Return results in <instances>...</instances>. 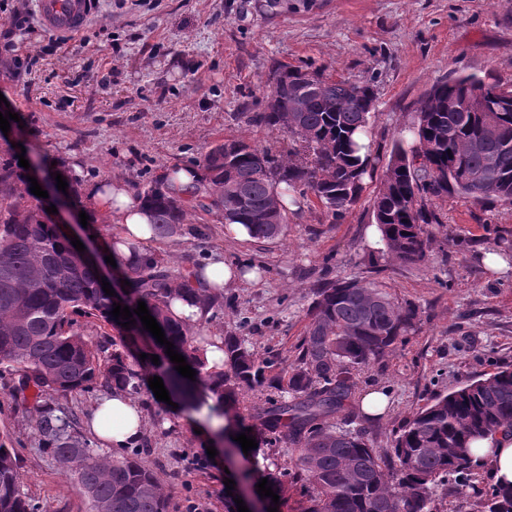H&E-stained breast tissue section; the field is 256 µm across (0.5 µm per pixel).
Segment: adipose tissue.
Wrapping results in <instances>:
<instances>
[{
  "label": "adipose tissue",
  "mask_w": 512,
  "mask_h": 512,
  "mask_svg": "<svg viewBox=\"0 0 512 512\" xmlns=\"http://www.w3.org/2000/svg\"><path fill=\"white\" fill-rule=\"evenodd\" d=\"M88 205L92 211L104 214L112 224V239L118 244L119 257L130 258L127 245L131 242L140 248L153 246L155 237L149 230V213L127 183L115 181L108 187L93 188ZM257 281L256 275H240L238 267L225 263L223 253H212L204 267L192 272L195 297L175 301L172 310L176 317L185 319L191 326L205 324L207 295L243 282L254 284ZM89 429L100 441L102 452L133 444L145 430L139 400L121 391L99 400L90 410ZM470 447L473 458L490 467L495 484L512 485V435L498 433L476 438L471 440Z\"/></svg>",
  "instance_id": "adipose-tissue-1"
}]
</instances>
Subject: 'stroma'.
Returning <instances> with one entry per match:
<instances>
[{
    "label": "stroma",
    "instance_id": "stroma-1",
    "mask_svg": "<svg viewBox=\"0 0 512 512\" xmlns=\"http://www.w3.org/2000/svg\"><path fill=\"white\" fill-rule=\"evenodd\" d=\"M102 0L84 32L59 39L36 22L34 0H0V30L13 14L31 18L18 37L37 61L17 71L0 57V113L19 119L0 150L19 143L26 160L59 169L78 163L67 195L83 202L95 184L126 181L142 192L163 173L200 165L218 142L243 137L274 157L291 143L249 123L264 111L278 64L323 68L335 79L374 82L369 139L378 161L360 199L341 220L314 196L288 211L280 238L225 237L223 220L188 215L180 236L155 250L186 273L220 249L231 263L258 269L261 281L225 289L224 308L205 334L239 336L255 353L295 362L309 322L312 290L337 279L373 281L418 307L404 341L357 372L344 414L374 448L436 395L512 369V269L495 273L487 249H512V205L451 196L435 210L427 261L402 263L373 247L372 201L390 152L432 85L450 77L493 76L512 84V0ZM385 392L387 412L366 415L359 396ZM148 426L138 447L170 503V512H226L223 443L209 422L189 424L150 388L138 395ZM33 394L0 377V442L16 449L22 490L35 512H90L77 480L44 453L35 434ZM216 456H208V446Z\"/></svg>",
    "mask_w": 512,
    "mask_h": 512
}]
</instances>
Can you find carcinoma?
<instances>
[{"instance_id": "carcinoma-1", "label": "carcinoma", "mask_w": 512, "mask_h": 512, "mask_svg": "<svg viewBox=\"0 0 512 512\" xmlns=\"http://www.w3.org/2000/svg\"><path fill=\"white\" fill-rule=\"evenodd\" d=\"M375 104L370 80L336 81L322 68L279 66L273 70L267 107L251 121L283 131L294 147L275 159L243 139H227L206 154L202 180L190 192L195 212L243 224L264 242L288 224L277 200L279 186L312 194L333 219L342 218L363 191L375 167L371 153L360 157L357 135L367 133ZM415 146L391 151L383 187L373 198L375 224L387 252L400 262L424 261L438 223L427 202L452 195L476 203H512V85L474 76L436 83L421 102L412 126ZM27 171L0 158V376L18 388L37 389L36 433L40 448L73 473L91 512H169L154 472L141 450L110 459L94 453L78 416L48 396L97 388L139 393L141 373L151 359L131 360L134 337L115 319L112 298L99 285L97 270L82 263L68 236L52 222L31 193ZM185 196L156 182L141 193L160 239L181 234ZM119 267L130 301L147 304L168 341L195 369L212 394L210 411L230 418L244 393L255 388L288 389L291 397L270 398L255 408L259 422L251 437L255 452L285 441L297 453L287 471L258 470L279 497L288 486L308 489L296 512H436L433 485L448 482L458 494L472 486L477 464L471 440L512 434V370L470 381L433 402L394 434L393 462L382 464L366 432L345 429L336 417L354 389L355 371L382 358L420 321L373 282L339 279L313 289L309 324L296 362L259 358L236 336L221 345L195 336L171 306L179 292H193L186 274L175 275L155 254ZM96 319L121 331L102 332L94 343L75 317ZM224 352L226 370H210L203 347ZM192 410L205 401L179 373L168 376ZM472 512H512V488L492 485L471 503ZM0 512H30L21 489L15 449L0 444Z\"/></svg>"}]
</instances>
